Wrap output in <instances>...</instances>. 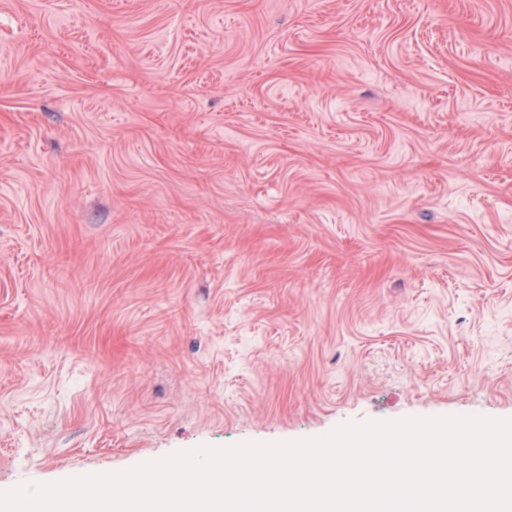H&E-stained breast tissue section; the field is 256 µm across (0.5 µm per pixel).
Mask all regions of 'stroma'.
I'll return each instance as SVG.
<instances>
[{"label":"stroma","instance_id":"obj_1","mask_svg":"<svg viewBox=\"0 0 512 512\" xmlns=\"http://www.w3.org/2000/svg\"><path fill=\"white\" fill-rule=\"evenodd\" d=\"M512 420V0H0V492Z\"/></svg>","mask_w":512,"mask_h":512}]
</instances>
